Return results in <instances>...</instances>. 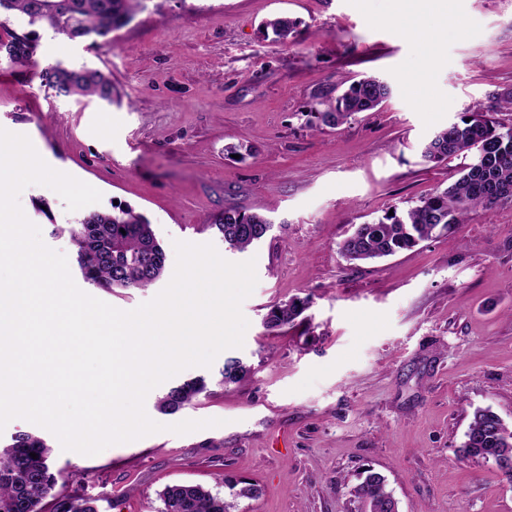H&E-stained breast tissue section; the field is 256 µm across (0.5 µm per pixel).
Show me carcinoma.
<instances>
[{"instance_id": "cac0c4a2", "label": "carcinoma", "mask_w": 512, "mask_h": 512, "mask_svg": "<svg viewBox=\"0 0 512 512\" xmlns=\"http://www.w3.org/2000/svg\"><path fill=\"white\" fill-rule=\"evenodd\" d=\"M145 0H0V11H15L70 39L96 36L106 38L128 25L143 9ZM276 39L285 40L296 32V22L274 18L265 23ZM16 65H25L34 53L26 35L12 33L0 39V51ZM41 80L60 96L96 97L110 102L112 80L98 69L69 70L49 66ZM390 89L375 77L353 82L335 101L324 103L317 119L339 126L361 112L374 111L387 98ZM463 156L469 162L459 170L460 177L447 188L423 197L417 204L378 220L358 225L339 244L340 254L349 262H366L393 256L432 237L438 229L463 224L469 213L481 208L487 212L512 202V130L497 129L494 122L476 111L464 113L460 122L436 133L425 144L422 156L438 163ZM212 227L231 249L245 251L264 240L271 222L262 213L226 207ZM76 246V261L83 279L105 291L148 288L164 276L165 257L152 225L131 208L112 213L91 211L69 229ZM308 308V300L293 299L272 306L265 319L274 329L293 323ZM250 371L239 358L231 357L220 371V383H236ZM207 392L203 376L171 387L159 399V408L174 413ZM37 454L32 458L31 454ZM466 459L503 461L512 480V428L489 408L474 411L460 446ZM51 448L45 440L27 431L11 436V443L0 444V512H97L94 499L85 495H59L57 477L51 462ZM358 512H395V497L387 479L365 470L351 488ZM158 512H234L235 505L202 485L175 484L158 494Z\"/></svg>"}]
</instances>
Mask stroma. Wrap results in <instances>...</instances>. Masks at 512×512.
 Wrapping results in <instances>:
<instances>
[{
  "mask_svg": "<svg viewBox=\"0 0 512 512\" xmlns=\"http://www.w3.org/2000/svg\"><path fill=\"white\" fill-rule=\"evenodd\" d=\"M459 25L441 32L433 57L406 37L392 0H163L110 41L70 39L0 21L33 38L23 66L0 53V128L23 134L53 169L102 194L97 207L144 214L174 271V241L213 244L230 262L255 260L258 283L242 304L244 344L211 367H191L154 388L145 409L165 431L94 456L46 440L64 494L98 512H157L165 486L224 481L260 490L236 512H356L350 488L362 469L384 475L399 512H512V482L459 448L472 413L491 408L512 427V203L470 214L411 250L349 263L339 243L355 225L405 209L458 177L463 158L424 160V145L473 103L512 112V0H447ZM297 21L273 41L262 23ZM95 68L122 98H64L42 69ZM390 94L338 127L314 115L363 77ZM241 144L239 158L226 143ZM44 243L74 258L68 210L38 184L19 197ZM263 213L268 236L239 252L212 228L225 207ZM308 300L294 323L268 330L269 307ZM251 367L220 385L225 357ZM209 395L173 414L157 402L197 376Z\"/></svg>",
  "mask_w": 512,
  "mask_h": 512,
  "instance_id": "obj_1",
  "label": "stroma"
}]
</instances>
